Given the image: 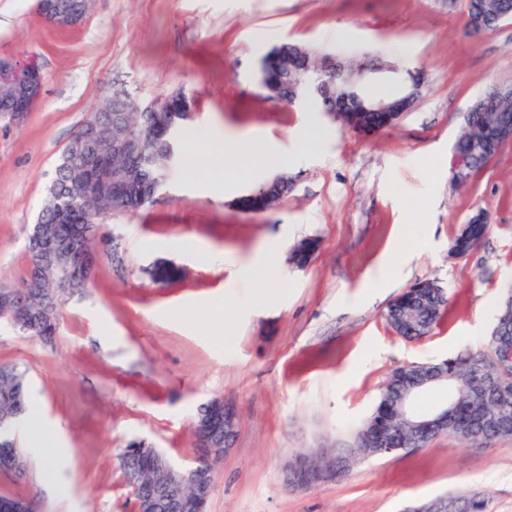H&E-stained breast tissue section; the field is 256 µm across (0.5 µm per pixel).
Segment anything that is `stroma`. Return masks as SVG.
Here are the masks:
<instances>
[{"label": "stroma", "instance_id": "stroma-1", "mask_svg": "<svg viewBox=\"0 0 512 512\" xmlns=\"http://www.w3.org/2000/svg\"><path fill=\"white\" fill-rule=\"evenodd\" d=\"M465 0H92L77 26L45 21L37 0H0V55L39 64L41 98L23 122L0 115V283L21 287L26 237L54 166L112 89L149 104L180 91L194 118L177 173L152 203L107 217L87 288L65 296L52 340L0 326V364L26 367L30 401L72 454L58 483L28 450L24 478L0 474V493L40 512H135L120 465L143 438L172 463L197 455L200 407H235L232 444L205 512H405L446 495L481 493L512 512V438L474 447L446 434L427 447L353 463L305 489L287 484L297 453L347 446L391 373L483 349L512 286V142L465 183L452 148L468 107L512 85V20L465 33ZM295 42L360 64L378 57L420 69L414 108L365 136L317 105L283 108L258 88L263 56ZM319 133L303 146L297 134ZM218 128L237 139H195ZM262 134L285 166L244 142ZM199 163L224 181L191 178ZM285 172L291 189L271 209L237 206L235 181ZM486 211L482 244L450 251L462 224ZM313 239L306 266L291 251ZM182 240L189 249H177ZM260 252L264 273L239 280L236 262ZM183 271L158 282L154 263ZM448 291L425 337L395 334L383 314L413 284Z\"/></svg>", "mask_w": 512, "mask_h": 512}]
</instances>
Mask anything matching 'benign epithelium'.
<instances>
[{"label": "benign epithelium", "mask_w": 512, "mask_h": 512, "mask_svg": "<svg viewBox=\"0 0 512 512\" xmlns=\"http://www.w3.org/2000/svg\"><path fill=\"white\" fill-rule=\"evenodd\" d=\"M38 7L49 23L66 27L82 21L85 9L83 0H69L65 6L58 0H39ZM512 19V0L500 4L499 11L489 16L480 9L469 19L468 35L479 37L499 24ZM313 60L304 49L288 54L265 55L260 67V87L265 97L273 102L292 108L308 99L316 100L321 111L336 117L342 125L355 129L347 122L352 112H386L400 119L409 111L420 95L422 79L417 71L402 77L391 66L361 65L354 69L358 81L392 74L400 83L399 94L389 101L366 102L351 100L336 94V86L349 62L334 55L320 58L318 67L325 73L322 82L315 84L310 79ZM10 85V95L0 99V112H6L14 121H22L41 98L43 76L34 61L21 62L12 56L0 55V84ZM512 102L511 86H495L482 99L470 107L472 112H498V105ZM155 129L166 133L175 121L187 122L194 116L191 104L181 98H168L153 104ZM485 141L498 148L512 140V118L499 112L496 121L483 133ZM112 144V155H125L135 149L137 139L131 135L122 138L113 135L108 126L85 121L66 147L62 161L56 168L67 194L83 201L84 206L76 208L65 197L60 198L55 223L95 224L100 220L101 210L97 198L108 177L111 162L104 152L105 143ZM451 168L454 180L463 182L469 169L468 158L452 151ZM289 179L285 173L277 174L266 184L257 188L261 196L276 194L283 196ZM29 236L41 251V258L25 287L33 288L47 271L62 274L69 281L83 284L89 280V255L83 247V239L77 235L60 240L53 236L48 226L40 222L32 225ZM492 336L500 345V368H512V329L496 323ZM418 376L399 392L395 399V411L401 427L415 437L428 438L448 427H461L471 437L479 439L489 429L500 424V418L493 411V404L500 401L503 392L495 393L488 384V378L481 370L469 371L461 377L447 372L438 364H425L417 368ZM445 386L452 396L446 406L432 414H419L414 402L427 390ZM237 427V415L233 407L216 399L203 405L195 422V437L199 454L187 466H176L155 448L145 447V441L135 442L136 451L146 453L154 462L153 471L162 474L151 479V472L141 466L130 467L131 479L140 483V496L136 512H156L161 507L166 512H204L214 487L215 467L224 458ZM375 441V454L392 452V436L388 429L375 430L370 435ZM349 459L332 452L300 453L289 459L286 479L289 484L312 488L322 481L344 471ZM25 460L16 448L0 445V473L18 474L24 471ZM468 497L449 495L435 501L409 509V512H467ZM0 512H32V503L20 497L0 496Z\"/></svg>", "instance_id": "7a95c632"}]
</instances>
